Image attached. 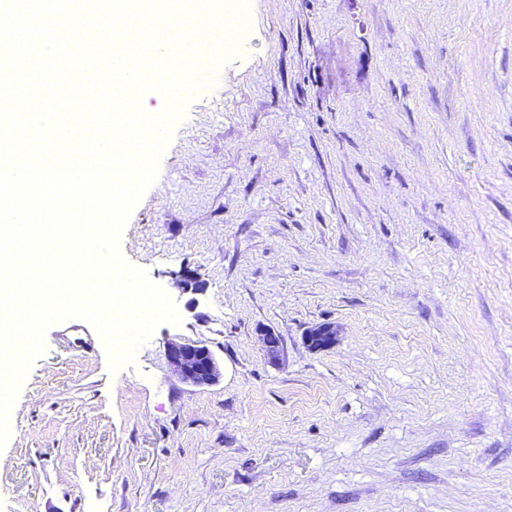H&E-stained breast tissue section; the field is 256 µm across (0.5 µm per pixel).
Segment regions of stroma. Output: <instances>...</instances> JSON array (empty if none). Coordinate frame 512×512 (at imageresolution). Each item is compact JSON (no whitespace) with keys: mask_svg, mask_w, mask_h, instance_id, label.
Segmentation results:
<instances>
[{"mask_svg":"<svg viewBox=\"0 0 512 512\" xmlns=\"http://www.w3.org/2000/svg\"><path fill=\"white\" fill-rule=\"evenodd\" d=\"M247 19L121 234L178 322L115 371L88 320L48 328L0 512H512V0ZM307 345L316 350L332 346L336 342V331L329 324H322L306 333ZM166 357L179 377L196 387L214 385L222 375L221 366L205 344L190 340H171Z\"/></svg>","mask_w":512,"mask_h":512,"instance_id":"35a3bbf8","label":"stroma"}]
</instances>
